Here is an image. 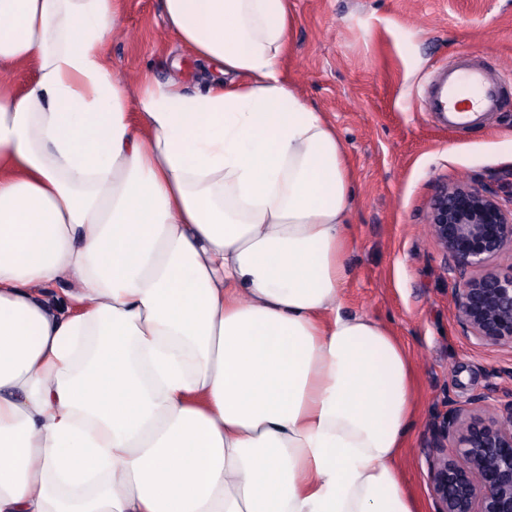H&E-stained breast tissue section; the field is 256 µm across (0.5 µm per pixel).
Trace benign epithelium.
<instances>
[{"instance_id": "1", "label": "benign epithelium", "mask_w": 512, "mask_h": 512, "mask_svg": "<svg viewBox=\"0 0 512 512\" xmlns=\"http://www.w3.org/2000/svg\"><path fill=\"white\" fill-rule=\"evenodd\" d=\"M426 233L456 274L455 316L479 345L512 352V271L489 263L512 254V202L465 173L438 185ZM428 457L434 512H512V389L488 383L465 408L435 419Z\"/></svg>"}]
</instances>
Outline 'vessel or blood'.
I'll return each mask as SVG.
<instances>
[{
	"label": "vessel or blood",
	"mask_w": 512,
	"mask_h": 512,
	"mask_svg": "<svg viewBox=\"0 0 512 512\" xmlns=\"http://www.w3.org/2000/svg\"><path fill=\"white\" fill-rule=\"evenodd\" d=\"M469 84L475 102L463 105L457 98L461 84ZM500 91L483 69L452 67L445 71L437 90L426 99L428 111L447 116L448 124L459 127L470 124L481 112H490L499 104Z\"/></svg>",
	"instance_id": "b4317fda"
}]
</instances>
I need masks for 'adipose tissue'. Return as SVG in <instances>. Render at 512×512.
Returning a JSON list of instances; mask_svg holds the SVG:
<instances>
[{"label": "adipose tissue", "instance_id": "obj_1", "mask_svg": "<svg viewBox=\"0 0 512 512\" xmlns=\"http://www.w3.org/2000/svg\"><path fill=\"white\" fill-rule=\"evenodd\" d=\"M161 7L200 91L113 77L123 0H0V512H419L414 366L344 305L353 171L288 0Z\"/></svg>", "mask_w": 512, "mask_h": 512}]
</instances>
